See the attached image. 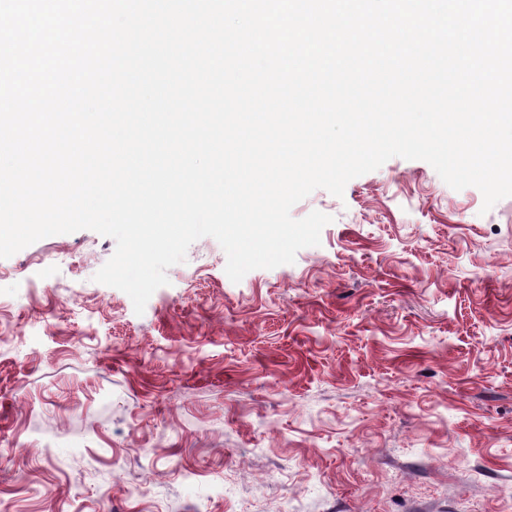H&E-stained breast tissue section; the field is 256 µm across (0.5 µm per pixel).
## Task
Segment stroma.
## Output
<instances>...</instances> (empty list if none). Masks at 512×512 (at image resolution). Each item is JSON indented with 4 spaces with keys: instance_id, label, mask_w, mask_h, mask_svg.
Instances as JSON below:
<instances>
[{
    "instance_id": "obj_1",
    "label": "stroma",
    "mask_w": 512,
    "mask_h": 512,
    "mask_svg": "<svg viewBox=\"0 0 512 512\" xmlns=\"http://www.w3.org/2000/svg\"><path fill=\"white\" fill-rule=\"evenodd\" d=\"M394 157L294 263L195 241L143 314L114 239L0 258V512H512V197Z\"/></svg>"
}]
</instances>
